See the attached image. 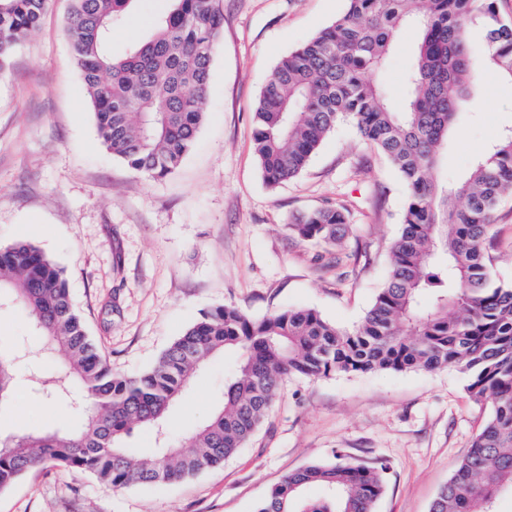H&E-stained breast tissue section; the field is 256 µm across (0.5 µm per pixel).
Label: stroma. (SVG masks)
I'll return each instance as SVG.
<instances>
[{
  "instance_id": "obj_1",
  "label": "stroma",
  "mask_w": 512,
  "mask_h": 512,
  "mask_svg": "<svg viewBox=\"0 0 512 512\" xmlns=\"http://www.w3.org/2000/svg\"><path fill=\"white\" fill-rule=\"evenodd\" d=\"M169 0H136L114 28L113 56L148 37ZM224 29L205 116L176 174L149 179L99 142L67 37L71 0H46L38 29L0 76V245L26 240L64 270L75 307L113 370L151 366L203 311L231 304L254 318L310 307L356 327L381 288L400 232L405 188L385 156L339 124L296 179L268 187L254 150L252 113L277 62L346 8V0H219ZM413 45L404 32L379 79L405 102ZM512 129V82L485 70L440 160L456 178ZM341 204L350 224L336 246L289 235L298 214ZM492 275L512 283V196L494 215ZM343 257L344 277L327 260ZM0 349L15 354L14 388L0 401V435L76 425L69 399L49 401L33 377L57 378L21 309L0 303ZM235 357L209 361L171 408L180 438L224 400ZM455 369L285 379L264 424L223 465L164 486L113 489L62 468L0 490V512H254L285 476L335 455L386 464L376 512H430L439 490L488 419Z\"/></svg>"
}]
</instances>
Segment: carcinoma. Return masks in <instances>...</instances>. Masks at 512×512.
<instances>
[{
	"label": "carcinoma",
	"instance_id": "cac0c4a2",
	"mask_svg": "<svg viewBox=\"0 0 512 512\" xmlns=\"http://www.w3.org/2000/svg\"><path fill=\"white\" fill-rule=\"evenodd\" d=\"M133 0H73L67 30L72 58L105 149L149 178L173 174L192 149L205 114L214 51L224 28L216 0H171L167 14L125 56L109 48L112 29ZM328 26L283 56L253 111L260 171L271 187L298 177L323 140L348 121L388 159L407 190L387 280L352 330L313 308H286L253 318L232 305L204 312L147 370L112 371L74 307L64 271L36 245H0V296L16 302L42 338L73 397L81 426L16 437L0 452V489L25 474L61 467L94 475L114 488L169 484L231 458L271 409L286 377L453 368L466 390L492 412L458 462L430 512H492L512 489V284L491 273V224L512 193V132L475 158L452 184L438 171L448 137L483 72L512 81V24L496 0H347ZM44 0H0V72L38 27ZM478 28L485 53L475 54ZM415 33L402 110L375 79L397 40ZM350 212L328 206L288 225L297 239L336 244ZM233 352L224 403L179 443L169 444L171 405L209 359ZM13 362L0 357V400ZM136 428L160 444L146 465L127 446ZM387 466L340 455L292 472L255 512H375ZM316 484L323 496L309 500Z\"/></svg>",
	"mask_w": 512,
	"mask_h": 512
}]
</instances>
